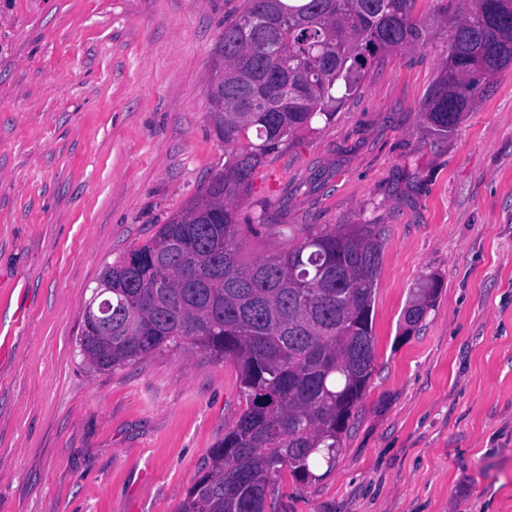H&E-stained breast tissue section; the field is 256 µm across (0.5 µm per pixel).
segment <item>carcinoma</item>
<instances>
[{"instance_id":"cac0c4a2","label":"carcinoma","mask_w":512,"mask_h":512,"mask_svg":"<svg viewBox=\"0 0 512 512\" xmlns=\"http://www.w3.org/2000/svg\"><path fill=\"white\" fill-rule=\"evenodd\" d=\"M415 0H244L224 20V108L212 111L224 168L144 244L110 265L112 334L81 330L83 361L121 369L197 352L230 360L246 406L211 449L180 512H266L279 476L318 478L342 447L336 424L372 375V304L380 233L340 224L288 239L247 261L234 202L269 155L331 119L381 54L416 46ZM458 14L426 112L442 132L469 111L480 85L512 65V0H448ZM441 283L429 276L406 310L412 327Z\"/></svg>"}]
</instances>
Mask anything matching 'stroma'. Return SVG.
<instances>
[{
	"label": "stroma",
	"mask_w": 512,
	"mask_h": 512,
	"mask_svg": "<svg viewBox=\"0 0 512 512\" xmlns=\"http://www.w3.org/2000/svg\"><path fill=\"white\" fill-rule=\"evenodd\" d=\"M445 2L415 0L426 42L380 57L237 205L251 258L312 228L382 231L369 384L334 469L283 473L268 512H512V68L437 134ZM242 4L0 0V512H178L245 405L229 361L96 371L75 350L105 265L224 165L210 89ZM440 287V281L434 276L427 277L419 284L404 317L409 327L417 324L427 309L433 306Z\"/></svg>",
	"instance_id": "stroma-1"
}]
</instances>
